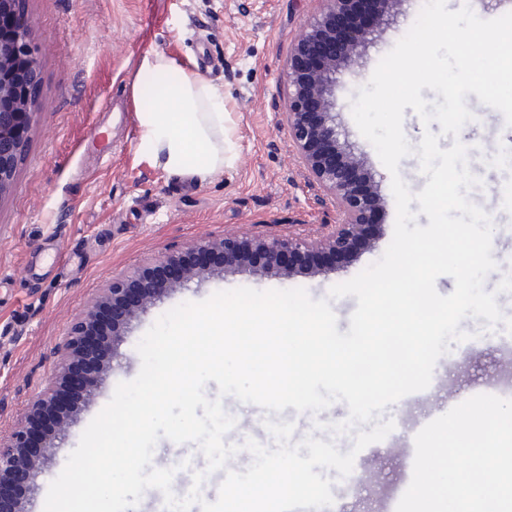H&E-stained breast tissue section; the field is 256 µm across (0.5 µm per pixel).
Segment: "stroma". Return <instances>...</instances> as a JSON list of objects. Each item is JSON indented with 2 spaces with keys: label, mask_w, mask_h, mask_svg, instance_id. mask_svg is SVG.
I'll use <instances>...</instances> for the list:
<instances>
[{
  "label": "stroma",
  "mask_w": 512,
  "mask_h": 512,
  "mask_svg": "<svg viewBox=\"0 0 512 512\" xmlns=\"http://www.w3.org/2000/svg\"><path fill=\"white\" fill-rule=\"evenodd\" d=\"M424 2L396 0L389 5L382 25L366 38L362 57L336 74V123L378 185L382 211L373 240L360 245L350 262L325 273L288 278L272 267L252 274L229 269L148 302L124 329L99 385L71 414L59 448L41 464L25 512H38L50 483L116 386L137 377L139 341L173 307L238 287H301L312 299L329 300L338 331L349 330L357 300L331 297L330 290L383 256L396 220L391 175L359 132L352 101L381 58L414 24ZM323 8V0H24L40 70V110L26 134L12 186L0 196V438L10 436L46 388L59 385L57 370L69 353L73 324L113 278L155 264L202 238L228 232L317 237L340 223L333 201L312 182L290 147L284 120L288 59ZM150 51L174 58L224 92L235 157L206 184L169 175L138 149L133 82ZM466 105L474 118L458 136L441 135L439 123L424 125L409 108L403 131L414 147L428 130L440 134V148L456 141L467 147L468 167L481 181L467 196L493 223L491 256L497 268L484 280L490 292L502 279L501 269L512 267V211H501L496 204L501 188L512 186V126L475 94L467 95ZM94 134L111 141L108 160L93 150ZM72 249L78 256L67 268L46 264V256ZM484 325L481 318L461 321L469 338L437 360L429 387L381 413V420L394 423L387 444L356 453L347 477L326 470L339 490L335 512H386L389 489L405 479V443L416 424L431 422L448 412L452 402L477 394L496 392L512 399V352L486 342L491 334L502 340L512 335L504 324L491 331ZM204 392L220 399L234 418L226 435L230 444L252 439L275 448L266 427L272 420L292 423L295 444L311 436L334 442L343 453L353 446L352 434L330 430L348 419L344 402L316 413L289 407L271 415L220 395L216 382H208Z\"/></svg>",
  "instance_id": "1"
}]
</instances>
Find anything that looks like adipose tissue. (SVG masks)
<instances>
[{"mask_svg": "<svg viewBox=\"0 0 512 512\" xmlns=\"http://www.w3.org/2000/svg\"><path fill=\"white\" fill-rule=\"evenodd\" d=\"M138 78L162 79L151 108H139V149L170 175L197 184L224 169L223 92L160 52L144 55Z\"/></svg>", "mask_w": 512, "mask_h": 512, "instance_id": "ef3b65f1", "label": "adipose tissue"}]
</instances>
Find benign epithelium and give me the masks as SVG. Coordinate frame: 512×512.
<instances>
[{
    "label": "benign epithelium",
    "mask_w": 512,
    "mask_h": 512,
    "mask_svg": "<svg viewBox=\"0 0 512 512\" xmlns=\"http://www.w3.org/2000/svg\"><path fill=\"white\" fill-rule=\"evenodd\" d=\"M329 3L321 16L301 34L294 52L288 59L289 93L288 136L301 153L313 181L333 200L342 216L341 223L318 238L305 236L262 235L252 238L226 234L219 239H205L188 246L179 255L159 261L157 266L171 275L155 277L153 268L144 266L128 275L112 279L102 299L71 329L72 357L60 368L61 378L71 380L91 390L97 385L103 368L76 369V361L98 351L108 359L114 348H97L87 330L100 314L112 307V336L136 316L142 307L138 297L151 301L185 287L195 279L222 273L228 268L250 270L246 262L250 254H261L279 261L276 268L284 274L297 271L295 261L301 257L332 255L338 259L351 258L362 242L371 240L380 198L363 163L341 142V133L334 118L336 68L353 62L361 41L383 19L379 9L372 23L356 37L349 33L350 14L356 0H326ZM22 9L21 0H0V53L7 56L18 76V86L11 94H0V196L12 186L16 168L21 160L25 132L38 113L36 89L40 76L29 42L30 23L15 21ZM57 391L44 393L29 409L24 421L11 436L0 440V482L8 478L14 489L0 485V512H23L26 495L37 480L40 464L65 435L66 423H61L35 447L31 424L43 410L53 405Z\"/></svg>",
    "instance_id": "obj_1"
}]
</instances>
